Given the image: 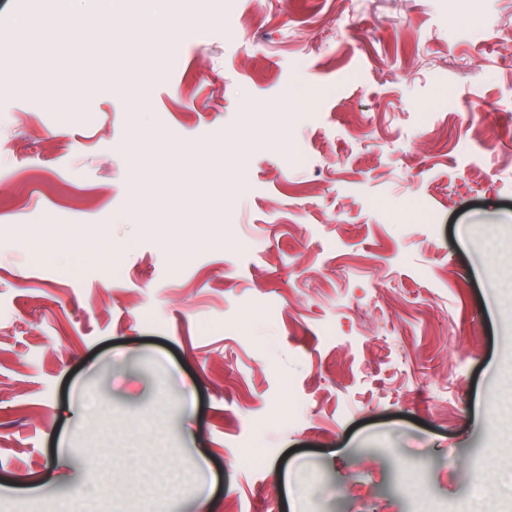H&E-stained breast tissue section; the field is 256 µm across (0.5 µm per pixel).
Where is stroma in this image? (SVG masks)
<instances>
[{
  "mask_svg": "<svg viewBox=\"0 0 512 512\" xmlns=\"http://www.w3.org/2000/svg\"><path fill=\"white\" fill-rule=\"evenodd\" d=\"M174 9L142 81L0 0V512H512V0Z\"/></svg>",
  "mask_w": 512,
  "mask_h": 512,
  "instance_id": "obj_1",
  "label": "stroma"
}]
</instances>
